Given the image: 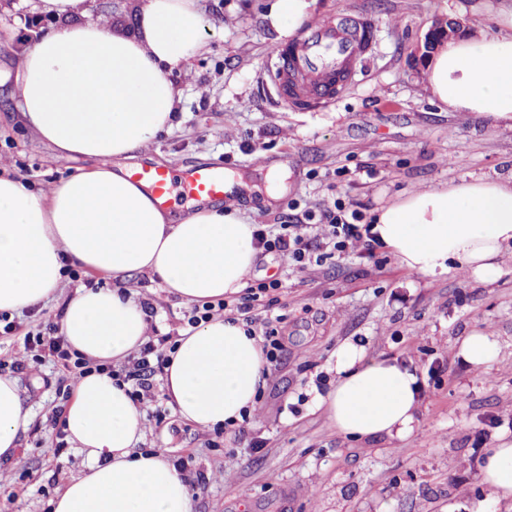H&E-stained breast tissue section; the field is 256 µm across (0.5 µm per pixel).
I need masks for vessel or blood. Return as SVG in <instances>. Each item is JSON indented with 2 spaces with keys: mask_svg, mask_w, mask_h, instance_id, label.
<instances>
[{
  "mask_svg": "<svg viewBox=\"0 0 512 512\" xmlns=\"http://www.w3.org/2000/svg\"><path fill=\"white\" fill-rule=\"evenodd\" d=\"M365 21H357L355 28L340 26L335 17L326 16L308 27L302 39L295 42L292 52L275 48L274 57L290 54V70H278L279 82H293L296 91L320 95L329 73L335 70L355 71L366 44L362 34ZM133 181L149 186L159 206L169 207L175 194L182 193L199 202L225 198L231 188V178L220 166H195L172 178L168 171L143 167L131 175Z\"/></svg>",
  "mask_w": 512,
  "mask_h": 512,
  "instance_id": "obj_1",
  "label": "vessel or blood"
}]
</instances>
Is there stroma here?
Returning a JSON list of instances; mask_svg holds the SVG:
<instances>
[{
    "mask_svg": "<svg viewBox=\"0 0 512 512\" xmlns=\"http://www.w3.org/2000/svg\"><path fill=\"white\" fill-rule=\"evenodd\" d=\"M273 0H202L205 53L182 82L172 129L136 158L173 172L224 164L252 185L242 207L255 227L272 229L304 212L342 202L364 215L413 188L473 173L512 174V131L486 119L440 111L425 89L414 51L437 17L493 32L495 0H313L307 23L323 16L373 23V40L352 81L334 98L299 110L284 103L269 75L274 48L301 37L269 19ZM34 0H0V62L12 64L31 23ZM56 159L0 106V166L32 187L88 167ZM281 174L278 198L268 171ZM256 280L282 286L270 309L285 343L243 437L224 429L217 447L159 396L162 419L148 417L143 448L184 463L196 512H512L486 500L479 465L503 431L512 432V262L493 280L451 270L431 277L401 269L379 246L335 254L322 265L286 269L280 256L258 254ZM111 279L64 277L54 299L16 317L29 326L60 323L76 289L108 288ZM139 301L154 309L159 334L179 336L188 303L143 273ZM495 336L500 353L477 367L459 352L471 332ZM15 336H0V375L15 377L33 412L22 439L21 465L0 464V512H51L50 502L84 470L64 446L58 422L73 382L51 361L13 367ZM364 346L368 357L395 358L419 379L418 426L403 441L354 440L314 411L327 392L339 344ZM258 450H251V443ZM62 445L60 455L51 447ZM206 484H196L197 474Z\"/></svg>",
    "mask_w": 512,
    "mask_h": 512,
    "instance_id": "stroma-1",
    "label": "stroma"
}]
</instances>
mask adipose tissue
Wrapping results in <instances>:
<instances>
[{"label":"adipose tissue","mask_w":512,"mask_h":512,"mask_svg":"<svg viewBox=\"0 0 512 512\" xmlns=\"http://www.w3.org/2000/svg\"><path fill=\"white\" fill-rule=\"evenodd\" d=\"M36 10L54 24L7 73L13 119L57 158L92 165L38 189L0 167V312L52 299L67 265L109 277L112 287L77 289L60 332L86 358L119 363L150 334L129 286L133 275L157 276L185 302L238 295L255 269V227L230 201L174 218L129 178L127 159L172 128L182 96L176 77L204 51L199 0H141L129 28L113 24L94 0H38ZM495 15L496 33L435 48L426 90L441 110L512 130V0H497ZM370 234L407 271L436 276L455 268L489 279L512 257V175L416 188L376 208ZM334 370L335 385L313 406L339 433L413 434L418 377L408 367L367 359L364 348L345 343ZM268 375L247 323L217 317L181 332L162 389L181 419L211 430L253 408ZM129 390L105 372L76 382L62 418L86 472L57 496L53 512H195L183 470L164 454L138 451L146 417ZM32 420L16 379L0 376V461L17 458ZM480 474L489 496L512 501V436L488 449Z\"/></svg>","instance_id":"adipose-tissue-1"}]
</instances>
